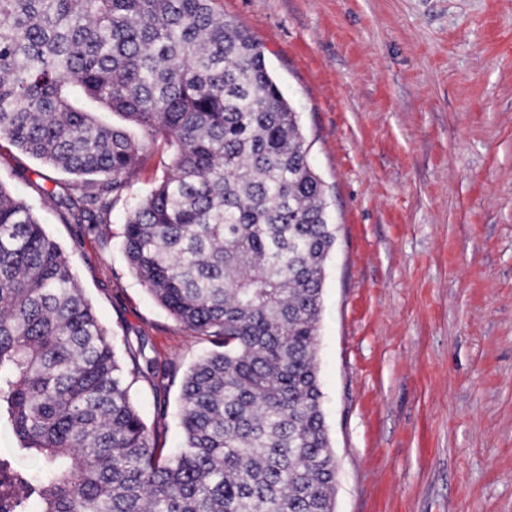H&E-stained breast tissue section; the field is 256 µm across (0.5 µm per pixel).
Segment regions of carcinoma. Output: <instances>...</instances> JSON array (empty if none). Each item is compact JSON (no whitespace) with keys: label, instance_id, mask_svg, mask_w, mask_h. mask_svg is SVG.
Listing matches in <instances>:
<instances>
[{"label":"carcinoma","instance_id":"1","mask_svg":"<svg viewBox=\"0 0 512 512\" xmlns=\"http://www.w3.org/2000/svg\"><path fill=\"white\" fill-rule=\"evenodd\" d=\"M115 112L136 128L102 123ZM74 176L45 198L107 245L112 203L164 139L169 172L122 247L213 349L158 447L130 383L169 370L98 321L30 204L0 186V509L334 512L317 342L336 247L299 112L215 0H0V139Z\"/></svg>","mask_w":512,"mask_h":512}]
</instances>
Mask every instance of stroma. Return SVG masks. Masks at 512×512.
<instances>
[{
    "mask_svg": "<svg viewBox=\"0 0 512 512\" xmlns=\"http://www.w3.org/2000/svg\"><path fill=\"white\" fill-rule=\"evenodd\" d=\"M295 104L338 224L318 339L335 512H512V0H221ZM170 151L76 236L35 185L62 171L0 141L110 334L174 365L130 394L166 448L182 377L211 345L135 278L121 233Z\"/></svg>",
    "mask_w": 512,
    "mask_h": 512,
    "instance_id": "obj_1",
    "label": "stroma"
}]
</instances>
